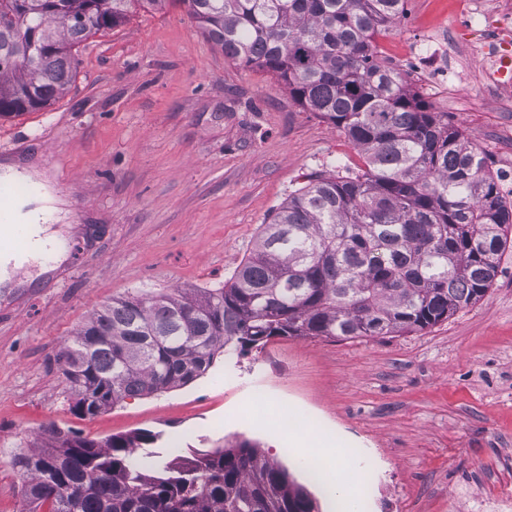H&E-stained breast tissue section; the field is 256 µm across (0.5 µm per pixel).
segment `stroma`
<instances>
[{"instance_id": "35a3bbf8", "label": "stroma", "mask_w": 512, "mask_h": 512, "mask_svg": "<svg viewBox=\"0 0 512 512\" xmlns=\"http://www.w3.org/2000/svg\"><path fill=\"white\" fill-rule=\"evenodd\" d=\"M447 2L406 0L378 60L441 32L455 58L447 84L403 77L498 176L512 170V93L463 71L496 35L467 42ZM77 60L62 99L0 118V161L34 165V185L67 211L63 260L0 287V512H25L13 459L47 447L52 423L95 441L156 432L167 460L250 440L318 512L340 510L287 453L289 438L356 461L361 512H481L484 492L512 496V254L481 300L426 330L277 338L186 385L93 417L73 411L57 357L92 314L137 292L222 287L308 178L363 166L342 129L271 74L226 59L182 9L95 35ZM259 396L266 410L249 416ZM284 401L309 424L284 428Z\"/></svg>"}]
</instances>
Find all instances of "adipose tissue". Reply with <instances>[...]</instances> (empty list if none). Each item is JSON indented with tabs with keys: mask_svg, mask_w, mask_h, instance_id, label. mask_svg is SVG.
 <instances>
[{
	"mask_svg": "<svg viewBox=\"0 0 512 512\" xmlns=\"http://www.w3.org/2000/svg\"><path fill=\"white\" fill-rule=\"evenodd\" d=\"M17 222L23 225L28 235V247L22 252L10 249L0 251V282L9 283L16 266L42 264L46 248L55 246L59 237L51 233L50 225L60 223L65 211L54 195H47L40 205L19 201L16 207ZM313 478L321 485L325 495L334 502L343 504L348 512H356V485L352 471L340 467L335 471H313Z\"/></svg>",
	"mask_w": 512,
	"mask_h": 512,
	"instance_id": "adipose-tissue-1",
	"label": "adipose tissue"
}]
</instances>
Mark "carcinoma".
<instances>
[{"instance_id":"cac0c4a2","label":"carcinoma","mask_w":512,"mask_h":512,"mask_svg":"<svg viewBox=\"0 0 512 512\" xmlns=\"http://www.w3.org/2000/svg\"><path fill=\"white\" fill-rule=\"evenodd\" d=\"M404 2L0 0V117L59 99L89 37L173 6L225 58L342 128L365 163L289 196L223 287L130 295L92 315L58 358L76 412L186 385L219 355L274 338L423 331L486 295L512 248V202L459 129L378 62L376 35ZM46 434L57 447L16 456L28 512H315L248 440L157 466L136 452L158 433Z\"/></svg>"}]
</instances>
